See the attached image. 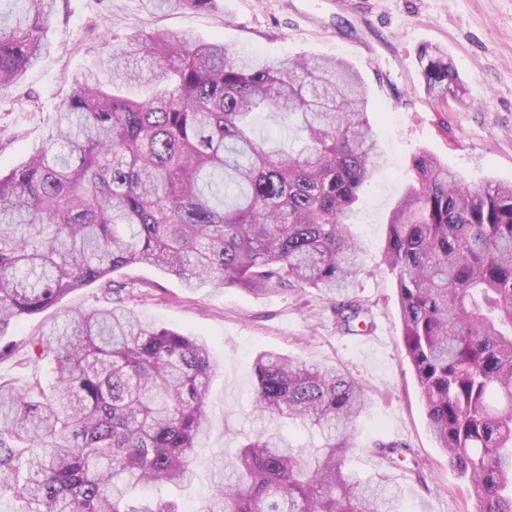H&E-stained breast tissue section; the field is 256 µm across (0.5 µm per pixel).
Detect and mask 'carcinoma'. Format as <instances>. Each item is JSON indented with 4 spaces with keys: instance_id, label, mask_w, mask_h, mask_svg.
I'll return each mask as SVG.
<instances>
[{
    "instance_id": "1",
    "label": "carcinoma",
    "mask_w": 512,
    "mask_h": 512,
    "mask_svg": "<svg viewBox=\"0 0 512 512\" xmlns=\"http://www.w3.org/2000/svg\"><path fill=\"white\" fill-rule=\"evenodd\" d=\"M0 91L48 50L55 0H6ZM216 0H146L160 11ZM151 58L148 94L122 88ZM436 100L462 88L436 47L418 59ZM89 72L58 112L48 146L0 176V360L23 318L113 274L149 265L187 288L277 294L315 288L338 326H372L350 290L360 247L347 218L384 168L369 93L348 63L242 56L189 31L137 32ZM267 112L300 145L256 138ZM415 182L391 209L384 261L395 275L407 356L430 431L475 501L512 512V183L470 185L436 157L412 158ZM25 387L0 382V497L20 512H182L184 482L208 422L217 373L204 341L106 306L72 313L30 339ZM254 407L321 436L295 447L262 431L216 459L199 512H398L383 476L345 467L365 408L359 383L271 350L254 358ZM392 461L411 450L380 442ZM151 485V500L136 497Z\"/></svg>"
}]
</instances>
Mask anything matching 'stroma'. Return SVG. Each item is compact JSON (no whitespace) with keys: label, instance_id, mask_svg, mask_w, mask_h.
I'll return each mask as SVG.
<instances>
[{"label":"stroma","instance_id":"1","mask_svg":"<svg viewBox=\"0 0 512 512\" xmlns=\"http://www.w3.org/2000/svg\"><path fill=\"white\" fill-rule=\"evenodd\" d=\"M188 29L244 54L270 59L337 58L363 76L370 118L388 162L366 191L350 226L363 250L357 294L369 302L375 335L339 331L329 300L313 288L254 294L199 288L147 265L117 273L126 306L142 318L203 339L219 363L207 403L210 418L190 483L173 488L183 512H198L209 491L211 462L262 430L293 444L317 432L262 415L252 402L253 359L273 350L317 366L349 371L366 406L356 425L349 468L362 479L385 476L401 490L402 512H474L466 487L431 434L406 356L395 277L382 262L390 209L404 193L413 155L437 156L466 182L512 183V0H218L214 10L147 12L143 0H56L45 30L50 49L15 87L0 91V173L42 150L76 79L96 71L134 31ZM443 49L462 79V100L439 104L423 89L422 49ZM99 285L21 320L18 342L49 332L72 310L109 302ZM411 448L422 473H408L375 452L378 442Z\"/></svg>","mask_w":512,"mask_h":512}]
</instances>
